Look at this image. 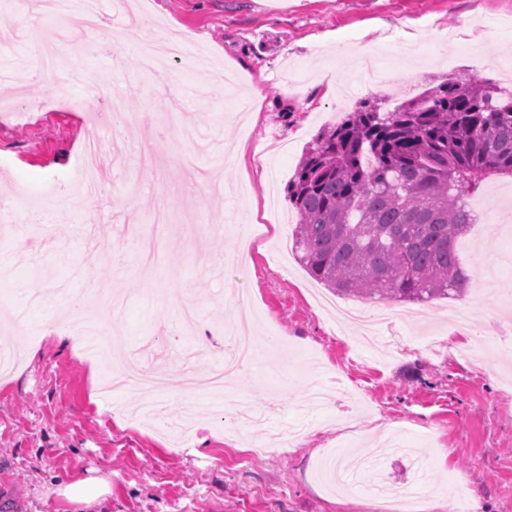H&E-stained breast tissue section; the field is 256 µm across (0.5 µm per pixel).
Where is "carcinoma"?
<instances>
[{"label":"carcinoma","instance_id":"carcinoma-1","mask_svg":"<svg viewBox=\"0 0 512 512\" xmlns=\"http://www.w3.org/2000/svg\"><path fill=\"white\" fill-rule=\"evenodd\" d=\"M496 174L512 175V95L499 84L449 77L394 110L363 105L320 133L288 183L294 249L339 296L458 297L468 277L454 244Z\"/></svg>","mask_w":512,"mask_h":512}]
</instances>
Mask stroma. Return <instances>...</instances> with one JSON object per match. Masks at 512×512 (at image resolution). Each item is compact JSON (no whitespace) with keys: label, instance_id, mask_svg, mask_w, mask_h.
I'll return each mask as SVG.
<instances>
[{"label":"stroma","instance_id":"obj_1","mask_svg":"<svg viewBox=\"0 0 512 512\" xmlns=\"http://www.w3.org/2000/svg\"><path fill=\"white\" fill-rule=\"evenodd\" d=\"M145 37L172 32L186 55L167 75L146 76L138 56L112 53L121 22L102 14L96 56L72 29L62 53L69 65L110 83L129 111L146 121L114 118L97 125L82 82L58 72L57 93L45 96L31 76L29 27L0 5V36L20 40L0 55L13 80L0 84V195L21 205L45 204L47 187L73 195L72 176L88 141L121 137L152 144L168 165L141 172L136 197L119 182L83 196L47 235L11 225L0 241V330L18 350L0 373V502L12 512H73L61 484L97 470L110 492L97 512H336L323 489L327 451L369 454L393 429L416 456L385 457L363 484L449 489L433 512H457L466 486L478 512H512V408L498 398L512 377V177L486 180L470 199L481 220L456 243L469 276L461 297L422 305L395 303L398 321L383 326L406 353L365 342L359 326L337 328L319 301L330 294L299 263L298 221L287 185L306 149L324 128L359 103L388 109L390 91L436 86L463 75L501 82L512 73V0H133ZM370 46L379 68L363 79L340 46ZM336 73L325 93L323 70ZM184 94L172 114L171 83ZM173 220L192 214L195 235L163 240V265L141 279L134 238L147 232L158 202ZM249 234L246 260L233 245ZM71 292L91 283L119 286L112 323L127 333L107 365L136 359L166 374L172 388L160 415L132 392L101 393L92 358L74 335L43 333L46 305L26 297L46 277ZM257 309L247 327L257 336L253 362L230 391L246 396L260 423L228 439L223 400L196 395L185 405L182 373L209 372L224 357L225 339L240 325L238 294ZM198 310L194 333L170 341L179 303ZM451 336V348H422L430 336ZM338 379L351 387L340 406L313 408L308 382Z\"/></svg>","mask_w":512,"mask_h":512}]
</instances>
